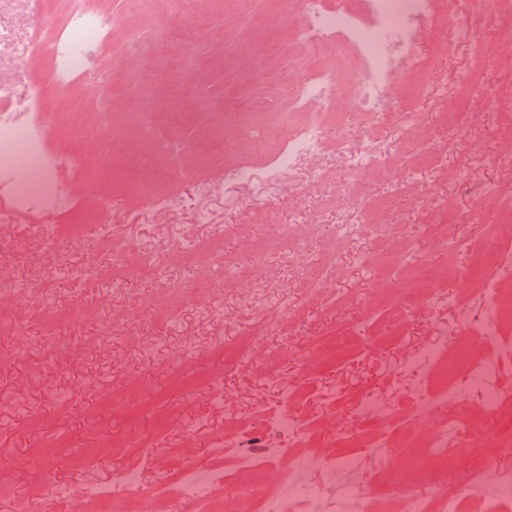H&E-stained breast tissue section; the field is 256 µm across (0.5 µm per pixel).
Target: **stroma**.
Instances as JSON below:
<instances>
[{"label": "stroma", "instance_id": "35a3bbf8", "mask_svg": "<svg viewBox=\"0 0 512 512\" xmlns=\"http://www.w3.org/2000/svg\"><path fill=\"white\" fill-rule=\"evenodd\" d=\"M97 6L117 23L95 60L119 86L111 127L89 133L61 130L48 60L0 53V80L44 95L52 148L62 155L92 152L103 165L93 181L69 171L60 175L74 212L88 217L73 235L51 241L32 237V217L12 213L0 198V240L6 243L0 249V312L5 315L0 355L6 357L0 362V512H40L46 486L77 495L86 484L111 481L131 467L142 473V495L166 486L167 512H185L174 489L185 447H192L199 474L234 470L236 449L217 452L216 440L230 430L286 447L287 437L267 434L264 423L267 416L289 411L308 430L307 444L291 448L288 457L300 480L335 493V484L326 482L312 460L327 453L354 455L363 464L353 481L365 499L364 512H396L410 493L396 480L405 451L387 448L376 454L363 447L358 434L364 421L354 405L366 396L378 397L389 409V430L408 429L410 418L423 413L415 395L423 379L410 363L439 338L472 335L470 305L464 300L452 308L439 299L410 303L399 294L374 304L371 280L380 276L394 286L403 270L362 266L356 259L384 256L391 238L413 237L409 262L450 266L446 289L456 295L470 275L471 250L493 235L512 243V232L497 216L475 208L485 188L512 187V152L500 147L501 132L512 128V91L502 86L497 68L485 63L478 74L483 91L470 97L467 123L456 131L433 127L424 144L430 162L417 171L398 164L399 145L408 135L400 113L415 112L427 121L432 113L451 111L453 102L433 103L419 95L412 75L397 74L385 107L391 120L380 133L384 162L398 169L394 183L379 180L370 188L362 182L352 188L316 183L311 195L301 197L294 182L286 180L269 194L236 179L242 161L236 156H228L221 167L197 163L190 152L185 160L196 164L197 176L177 183L175 205L151 212L143 198L122 196L102 216L98 202L112 195L114 140L143 152L150 146L132 114L146 108L162 117L287 106L297 82L287 60L301 51L293 31L304 13L301 0H171L162 14L136 8L133 0H98ZM456 22L469 29L473 44L450 59L437 52L450 37L449 28L433 20L422 32L424 65L436 88L454 87L470 65L473 46L490 45L501 29L512 27V14L488 0L480 14H462ZM176 25L198 30L201 62L194 79L184 82L180 70L172 69L141 87L138 71L152 66L153 56L151 47L139 43V31L162 35ZM362 136L360 126L348 121L327 128L330 147L303 161V177L346 170ZM475 142L483 145L488 160L465 165ZM362 214L385 224L388 239L343 245L336 275L312 293L305 287L310 268L285 254L273 258L265 277L244 288L225 287L221 256H214V277L207 283L197 280L185 257L197 240H218L224 250L237 252L240 239L233 226L251 225L253 235L262 236L299 218L318 221L314 247L320 250L333 225L356 223ZM458 218L470 232L467 249L452 255L432 249L433 233ZM110 237L136 245L142 274L117 275L125 257L107 247ZM169 295L180 302V316L173 321L155 306ZM73 305L81 307L84 318L47 327L48 312ZM272 306L285 316L269 323L263 314ZM128 308L137 309L138 317L125 319ZM341 328L353 329L361 349L324 363L318 339ZM247 337L265 352L264 363L246 353L225 357V350ZM49 342L58 346L60 358H44ZM73 350L81 355L74 367L66 360ZM104 445L110 456L86 465L92 449ZM490 462L512 469V447ZM490 462L471 451L461 469L442 474L419 492L432 497L449 486L465 489L468 470Z\"/></svg>", "mask_w": 512, "mask_h": 512}]
</instances>
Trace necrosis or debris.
<instances>
[{"label":"necrosis or debris","instance_id":"obj_1","mask_svg":"<svg viewBox=\"0 0 512 512\" xmlns=\"http://www.w3.org/2000/svg\"><path fill=\"white\" fill-rule=\"evenodd\" d=\"M31 13L37 23L27 40H18L13 32L0 26V49L42 55L51 60V78L56 90L69 99V112L75 127L108 126L112 122L114 90L109 75L92 66L95 52L112 38V19L95 7L93 0H69L70 9L64 20H56L51 9L53 0H29ZM435 0H339L330 6L327 0H304L306 23L293 35L305 50L307 64L287 112H268L254 115L238 113L235 125L242 129L231 147L238 155L251 148V133L279 138L281 147L271 158L264 179L269 187H277L292 177L300 161L324 148V132L330 122L338 119V104L351 96L357 108L356 119L366 128L385 122L380 111L384 95L391 89L399 70L416 75L419 91H426L427 82L419 78L422 63L420 32L433 14ZM142 40L153 41L155 64L162 67L178 61L181 70L197 67L200 53L190 30L170 28L161 39L142 32ZM352 65L362 72V80L353 90L341 82L340 68ZM86 84L90 93L72 96L75 85ZM18 94L0 82V193L9 195L20 213H42L46 221L32 225L31 231L41 238H54L64 233V227L52 223V216L63 207L64 196L56 182L62 167L74 172L91 171L98 163L96 157L71 155L63 157L47 149L43 106L32 98L18 104ZM134 122L147 132L152 153L133 150L121 154L124 173L115 184L116 192L136 195L152 205L166 206L173 202L171 184L174 176L190 178L184 165L185 144L176 138L175 129L194 123L192 114L173 112L167 122L156 120L153 112L136 113ZM312 224H283L264 238L254 241L255 253L265 256L288 254L304 260L309 241L315 237ZM475 268L468 279L466 293L480 303L472 322L479 333L493 336L499 322L512 319V290L497 289L486 293L484 286L512 275V257L501 250L474 253ZM512 354V344L497 345L486 352L480 343L463 337L452 344L438 343L426 349L419 367L448 360L452 374H441L434 396L440 400L454 397L459 391L477 389L478 396L470 413L469 423L452 418L441 422L426 435L422 450H412L409 435L400 442L379 438L377 445L406 448L409 467L406 483L413 488L427 485L434 471L456 468L461 459L458 449L469 447L470 423L491 417L502 423L512 421V396L503 393L497 384L501 357ZM267 450H248L233 474H213L199 478L193 471H184L178 480L180 494L192 502L197 512H239L224 500L210 498L209 485L250 479L267 487L281 485L286 497L272 494L258 499L256 512H283L286 500H298L309 512H355L357 494L354 486H346L338 497H321L319 492L299 480L292 471L271 470L266 461ZM140 477L130 470L121 473L117 483L128 489L125 497L117 496L112 485L92 482L82 490V496L94 499L97 512H167L163 494L152 497L136 495Z\"/></svg>","mask_w":512,"mask_h":512}]
</instances>
